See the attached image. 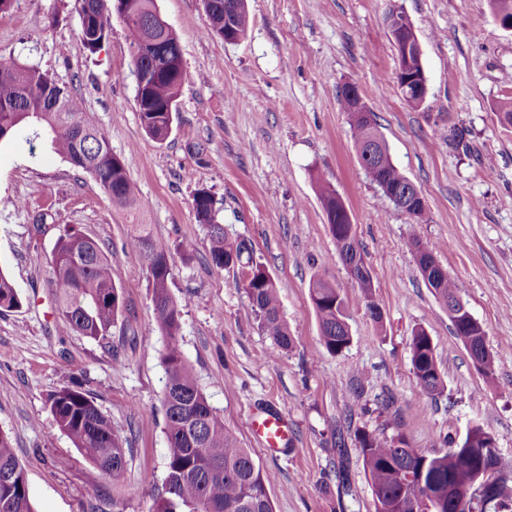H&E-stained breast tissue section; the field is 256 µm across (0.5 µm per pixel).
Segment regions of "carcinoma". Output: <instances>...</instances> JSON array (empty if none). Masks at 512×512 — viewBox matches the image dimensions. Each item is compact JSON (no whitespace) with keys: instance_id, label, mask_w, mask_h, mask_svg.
I'll return each instance as SVG.
<instances>
[{"instance_id":"1","label":"carcinoma","mask_w":512,"mask_h":512,"mask_svg":"<svg viewBox=\"0 0 512 512\" xmlns=\"http://www.w3.org/2000/svg\"><path fill=\"white\" fill-rule=\"evenodd\" d=\"M224 2L210 0L206 10V35L224 38ZM80 35L94 53L112 32V20L125 27L134 69L146 82L137 85L136 106L148 136L166 140L173 131L176 100L187 74L179 38L158 14L156 0H76ZM235 32L246 35L250 15L240 4L232 20ZM348 113L355 144L366 174L379 188L395 189L408 178L392 161L377 129L356 113L350 100L339 96ZM29 130L26 141L38 140L73 167L90 174L115 205L128 211L139 207L138 190L121 157L112 152L105 134L84 112L80 99L48 73L16 61H0V146L14 142L20 129ZM193 210L207 229L208 253L217 268L249 272L242 279L260 329L282 349L292 345L288 325L281 315L279 289L269 273L252 257L244 239H232L217 222L219 208L213 194L199 189ZM351 225L329 222L338 254L346 267H355L354 279L366 310L374 321L382 312L372 292V277L363 253L349 236ZM128 244L137 253L153 288V312L167 345L162 354L166 382L162 395L167 439L163 492L153 499L150 512H273L268 487L271 476L256 463L250 450L240 446L224 427L187 363L178 342L181 310L170 292L169 243L154 237L148 224H132ZM419 273L442 302L459 297V285L436 263L434 248L415 240ZM50 287L57 316L75 332L103 341L122 311V296L112 274V261L96 240L67 226L52 250ZM316 299L320 338L325 348L339 353L352 342L343 326L348 306L337 289L317 278L310 285ZM22 305L13 282L0 272V311ZM411 364L421 390L430 396L444 391L430 336L420 329L411 343ZM46 407L60 432L84 459L108 476L120 475L129 449L88 391L78 382L51 393ZM489 432L471 428L456 446L440 454H426L409 445L401 434H357L365 472L371 482L374 512H454L448 507V478L458 497L466 496L470 450L484 443ZM506 479L494 481L493 512H512V461L497 456ZM0 512H35L28 480L9 436L0 431Z\"/></svg>"}]
</instances>
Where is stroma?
Masks as SVG:
<instances>
[{
	"instance_id": "1",
	"label": "stroma",
	"mask_w": 512,
	"mask_h": 512,
	"mask_svg": "<svg viewBox=\"0 0 512 512\" xmlns=\"http://www.w3.org/2000/svg\"><path fill=\"white\" fill-rule=\"evenodd\" d=\"M177 33L187 79L165 141L144 132L123 24L89 52L74 0H13L0 11V59L38 66L78 98L136 183L140 219L173 252L170 290L182 309L179 345L225 427L272 476L274 512H374L356 432L402 434L430 454L472 427L490 432L512 460V125L498 102L512 97V32L490 0H248L252 24L239 42L206 36L202 0H157ZM406 12L422 47L428 93L409 105L384 21ZM57 16L48 25L49 16ZM373 109L396 166L420 190L424 223L393 207L368 178L343 84ZM462 144L449 142L453 129ZM26 131L0 148V271L21 308L0 313V430L28 479L36 512H149L162 491L167 440L160 395L167 339L152 288L127 244L132 218L89 174ZM344 201L366 256L381 322L366 312L343 266L320 197ZM205 188L218 220L250 242L275 281L293 345L263 333L239 277L212 265L207 229L193 210ZM51 212L53 223L36 228ZM102 244L124 310L108 340L81 336L55 312L51 255L64 226ZM434 248L486 333L492 376L454 335L448 310L427 288L409 240ZM333 284L349 307L353 340L331 354L320 341L310 284ZM431 337L443 394L415 378L411 337ZM77 374L126 439L127 466L104 476L56 427L47 396ZM284 416L290 441L267 454L251 428L256 412Z\"/></svg>"
}]
</instances>
